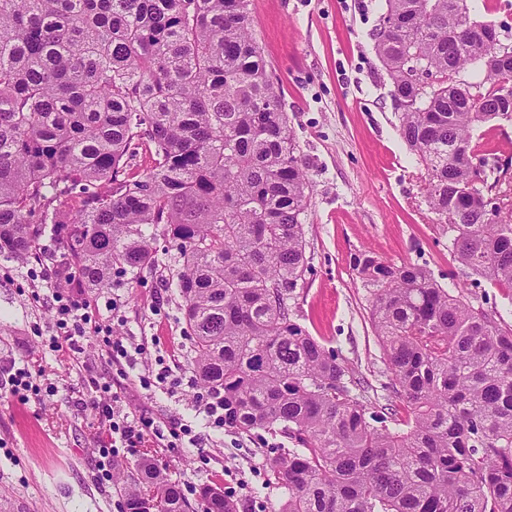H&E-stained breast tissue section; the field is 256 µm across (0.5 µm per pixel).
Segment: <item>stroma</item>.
Masks as SVG:
<instances>
[{"instance_id":"1","label":"stroma","mask_w":512,"mask_h":512,"mask_svg":"<svg viewBox=\"0 0 512 512\" xmlns=\"http://www.w3.org/2000/svg\"><path fill=\"white\" fill-rule=\"evenodd\" d=\"M254 33L281 90L288 127L312 185L305 217L309 269L288 306L326 348L338 351L375 407L392 404L391 375L371 321V297L353 268L368 250L382 259L425 266L441 284L456 268L448 234L434 224L423 197L424 169L399 135L390 83L371 34L385 0H252ZM49 258L20 263L0 257V512H120L118 485L103 469L124 467L122 482L139 479L137 462L154 459L179 482L194 512L206 485L235 493L252 512H274L282 490L266 460L289 447L282 435H240L208 427L196 405L183 300L165 285L167 266L126 276L119 288L93 291L99 318L114 335L140 343L160 337L143 365L171 366L164 387L130 382L124 413L152 417L161 433L191 422L200 448H168L160 436L123 448L117 461L98 452L102 417L91 406L89 381L118 380L96 339L72 360L52 351L54 283L31 279ZM35 362L39 395L11 394L13 367ZM121 482V483H122Z\"/></svg>"}]
</instances>
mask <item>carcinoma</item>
Listing matches in <instances>:
<instances>
[{
  "mask_svg": "<svg viewBox=\"0 0 512 512\" xmlns=\"http://www.w3.org/2000/svg\"><path fill=\"white\" fill-rule=\"evenodd\" d=\"M374 50L453 260L512 291V208L474 143L512 121V50L486 0H386ZM148 145L153 166L129 174ZM311 184L270 79L251 0H0V256L47 247L74 288L168 257L197 381L224 429L283 433L277 512H512V324L467 284L370 251L353 266L402 411L369 399L288 307L307 270ZM79 199L75 211L63 200ZM176 253L159 250L158 239ZM122 512H191L152 459ZM205 512H242L205 487Z\"/></svg>",
  "mask_w": 512,
  "mask_h": 512,
  "instance_id": "obj_1",
  "label": "carcinoma"
}]
</instances>
